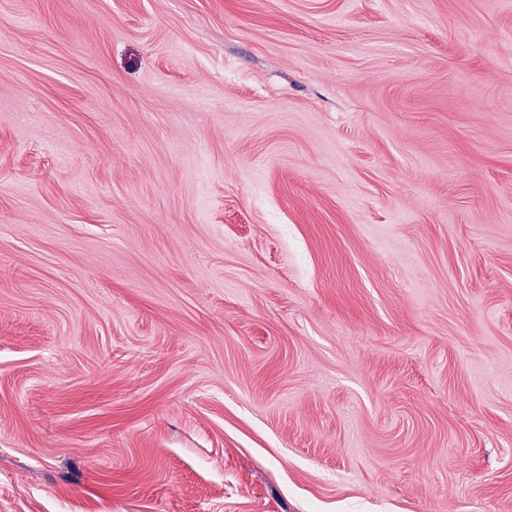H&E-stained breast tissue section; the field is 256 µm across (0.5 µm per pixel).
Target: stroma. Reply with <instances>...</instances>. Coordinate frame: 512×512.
I'll return each mask as SVG.
<instances>
[{
    "mask_svg": "<svg viewBox=\"0 0 512 512\" xmlns=\"http://www.w3.org/2000/svg\"><path fill=\"white\" fill-rule=\"evenodd\" d=\"M0 512H512V0H0Z\"/></svg>",
    "mask_w": 512,
    "mask_h": 512,
    "instance_id": "stroma-1",
    "label": "stroma"
}]
</instances>
